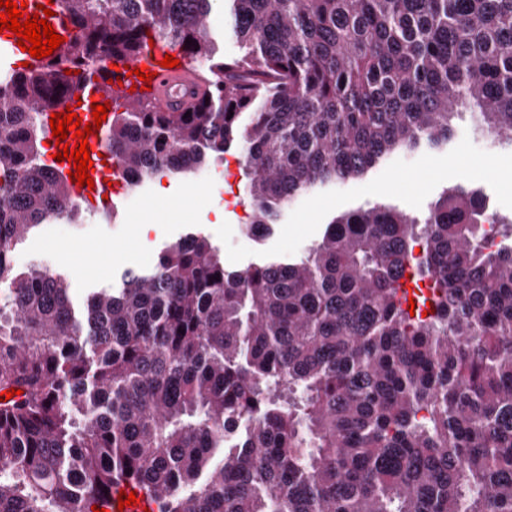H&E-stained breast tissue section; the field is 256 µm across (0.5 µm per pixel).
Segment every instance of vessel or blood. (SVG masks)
<instances>
[{"mask_svg": "<svg viewBox=\"0 0 512 512\" xmlns=\"http://www.w3.org/2000/svg\"><path fill=\"white\" fill-rule=\"evenodd\" d=\"M166 54L165 49H157L152 54L142 55L129 60L119 59L115 78L109 81L93 79L83 85L79 95L81 105L77 107L76 113L83 121H92V103H108L114 107L130 108L138 103L131 87L137 84L138 78L134 76V69L147 67L148 71L154 72L155 77L151 81L149 98L160 108L167 111H179L189 106L194 100L202 97L207 91V84L204 82L197 70L189 63L180 62L179 66L166 68L161 64ZM21 56L29 63L30 69L37 70L43 67V60L30 56L29 52L21 51L18 46L17 36L9 31L0 33V69L9 68L12 65L14 56ZM107 127H100L97 134L89 136L90 153L93 157V166L89 171L93 178V187H72V195L82 201H91L92 205L103 204L106 196L112 195L113 190L109 187V179L106 174V166L101 156L106 153L105 145ZM135 492L138 504L129 508L128 512H154L156 504L151 495L144 491L135 490L133 484L113 485L108 497L106 512H118V496L121 491Z\"/></svg>", "mask_w": 512, "mask_h": 512, "instance_id": "b4317fda", "label": "vessel or blood"}]
</instances>
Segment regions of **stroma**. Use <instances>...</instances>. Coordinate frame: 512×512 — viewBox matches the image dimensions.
I'll return each instance as SVG.
<instances>
[{
    "label": "stroma",
    "mask_w": 512,
    "mask_h": 512,
    "mask_svg": "<svg viewBox=\"0 0 512 512\" xmlns=\"http://www.w3.org/2000/svg\"><path fill=\"white\" fill-rule=\"evenodd\" d=\"M226 159L206 166L204 175L165 176L122 194L115 216L85 212L77 224H42L16 246V268L65 271L79 304L91 291L120 287L126 270H151L165 245L191 232L219 247L226 267L235 270L261 260L301 258L332 219L348 211L386 205L424 218L450 186L481 190L492 211L512 219V148L475 134L466 116L456 120L441 149L392 155L365 177L326 184L289 202L258 241L243 230L250 211L243 174L234 153ZM218 211L224 214L220 224L213 221ZM147 213L158 231H140L137 218ZM67 251L84 258V267L65 261Z\"/></svg>",
    "instance_id": "35a3bbf8"
}]
</instances>
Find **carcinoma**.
<instances>
[{
	"mask_svg": "<svg viewBox=\"0 0 512 512\" xmlns=\"http://www.w3.org/2000/svg\"><path fill=\"white\" fill-rule=\"evenodd\" d=\"M61 6L65 60L0 77V391H23L0 402V512H92L124 479L158 512H512V247L486 249L504 220L477 190L422 220L348 212L300 260L235 271L190 234L81 308L64 273L13 264L80 218L45 113L106 60L152 40L206 68L190 116L147 99L108 146L133 189L240 150L260 239L294 198L447 143L461 105L512 145V0H224L232 55L211 0Z\"/></svg>",
	"mask_w": 512,
	"mask_h": 512,
	"instance_id": "obj_1",
	"label": "carcinoma"
}]
</instances>
